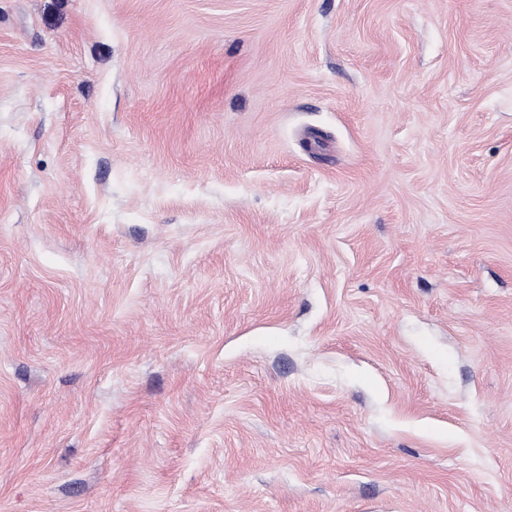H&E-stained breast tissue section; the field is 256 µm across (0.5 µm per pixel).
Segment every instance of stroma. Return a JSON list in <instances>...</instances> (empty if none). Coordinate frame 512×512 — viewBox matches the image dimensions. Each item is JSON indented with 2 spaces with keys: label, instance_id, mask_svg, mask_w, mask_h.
<instances>
[{
  "label": "stroma",
  "instance_id": "1",
  "mask_svg": "<svg viewBox=\"0 0 512 512\" xmlns=\"http://www.w3.org/2000/svg\"><path fill=\"white\" fill-rule=\"evenodd\" d=\"M0 512H512V0H0Z\"/></svg>",
  "mask_w": 512,
  "mask_h": 512
}]
</instances>
